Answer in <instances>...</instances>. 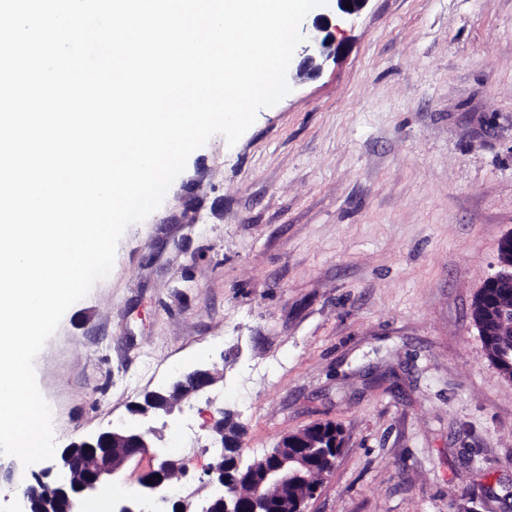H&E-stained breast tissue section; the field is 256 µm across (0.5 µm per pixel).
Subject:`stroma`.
Returning a JSON list of instances; mask_svg holds the SVG:
<instances>
[{
  "label": "stroma",
  "instance_id": "stroma-1",
  "mask_svg": "<svg viewBox=\"0 0 512 512\" xmlns=\"http://www.w3.org/2000/svg\"><path fill=\"white\" fill-rule=\"evenodd\" d=\"M321 74L194 151L35 358L54 443L157 427L193 495L210 405L261 457L332 422L305 512H512V382L472 306L512 232V0H370ZM215 369L164 423L146 392Z\"/></svg>",
  "mask_w": 512,
  "mask_h": 512
}]
</instances>
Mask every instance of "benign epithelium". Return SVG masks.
<instances>
[{
    "mask_svg": "<svg viewBox=\"0 0 512 512\" xmlns=\"http://www.w3.org/2000/svg\"><path fill=\"white\" fill-rule=\"evenodd\" d=\"M337 23H331L327 15L317 17L306 29V45L299 53L300 62L294 78L306 80L317 75L323 65L343 49V41L337 38L340 25L358 18L370 0H333ZM351 8H346V5ZM498 271L483 283L485 288L512 289V232L504 235L498 243ZM215 382L208 370L197 369L183 374L173 385L155 393L150 411L156 414L170 413L176 406L205 393ZM209 424L220 432L221 444L236 449L242 455V444L229 438L224 422V409L217 407L210 413ZM335 424L316 422L300 432L282 436L277 451L271 459L263 458L250 466V480L258 486L274 485L281 490L296 488L307 482L306 472L316 465L324 471L333 469L335 458L325 452L313 457L311 448H322L327 442L326 427ZM152 430L122 425L106 428L92 436L83 437L69 444L71 448L83 450L86 460L82 469H77L73 456L64 449L56 454L50 464L38 472L26 473L13 469L9 481L16 483V512H32V493L47 487L51 490L42 512H91L93 500L113 482L130 463L139 468L143 459L148 465L138 476V489L112 501L111 512H146L145 504H167L170 502L168 469L172 459L158 451H150ZM200 482L206 486L207 495L201 500L197 512H304L302 499L282 495L271 503L257 497L244 500L239 495V480L229 476L228 471L219 470L211 464Z\"/></svg>",
    "mask_w": 512,
    "mask_h": 512,
    "instance_id": "1",
    "label": "benign epithelium"
}]
</instances>
